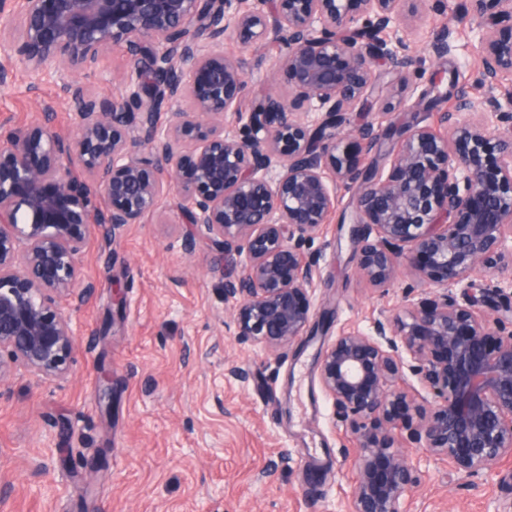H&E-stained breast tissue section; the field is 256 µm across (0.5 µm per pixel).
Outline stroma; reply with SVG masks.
Returning <instances> with one entry per match:
<instances>
[{"instance_id": "obj_1", "label": "stroma", "mask_w": 512, "mask_h": 512, "mask_svg": "<svg viewBox=\"0 0 512 512\" xmlns=\"http://www.w3.org/2000/svg\"><path fill=\"white\" fill-rule=\"evenodd\" d=\"M460 10L461 0H441L410 22L409 72L376 67L367 120L381 123L391 106L403 126L446 132L440 117L455 99L421 98L436 72H458L473 99L486 94L478 24ZM444 25L449 52L437 58L428 45ZM224 52L246 61L242 107L251 109L272 88L279 48L228 40ZM124 58L114 47L75 78L116 95L113 74ZM28 81L21 69L0 86V125L26 124L49 104L57 128L74 133L62 82L31 94ZM352 199L339 191L335 212L304 247L316 263L313 305L329 320L278 356L237 341L224 271L208 243L185 253L178 225L152 217L125 226L109 245L91 230L81 266L94 289L71 314L78 350L69 374L44 382L20 372L0 392V485L11 487L0 512H347L357 441L320 388L318 352L341 332L402 310L415 284L403 271L380 292L360 277L347 225ZM232 366L246 368L247 379L229 378ZM403 453L422 478L401 512H512V458L469 478L415 444ZM35 456L48 465L39 476L28 467Z\"/></svg>"}]
</instances>
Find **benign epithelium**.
I'll list each match as a JSON object with an SVG mask.
<instances>
[{
	"label": "benign epithelium",
	"mask_w": 512,
	"mask_h": 512,
	"mask_svg": "<svg viewBox=\"0 0 512 512\" xmlns=\"http://www.w3.org/2000/svg\"><path fill=\"white\" fill-rule=\"evenodd\" d=\"M480 21L481 78L472 100L448 82V138L428 126L363 122L353 144L336 130L368 105L374 67L407 64L404 12L430 0H0V84L13 59L36 78L75 72L114 45L126 49L122 93L65 87L75 133L52 107L0 137V387L15 369L68 375L77 350L80 255L90 228L111 240L148 215L181 211L183 250L201 239L224 276L235 336L272 354L308 333L316 264L303 247L328 223L338 190L353 188L357 269L385 288L399 267L430 285L372 331L344 332L318 356V379L338 421L357 436L349 512H400L420 470L407 440L475 476L512 457V0H465ZM245 49L282 45L274 69L287 90L244 111ZM399 149L387 173L363 164L381 137ZM148 147V153L140 147ZM104 196L106 208L96 199ZM493 278L478 299L456 288L477 268ZM483 304L491 315L477 311ZM430 396L398 385L403 354Z\"/></svg>",
	"instance_id": "benign-epithelium-1"
}]
</instances>
